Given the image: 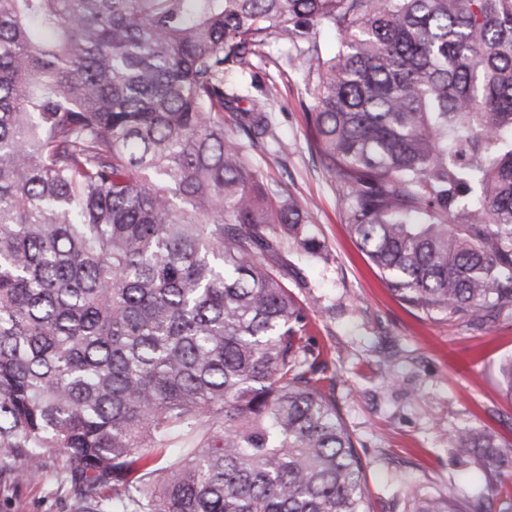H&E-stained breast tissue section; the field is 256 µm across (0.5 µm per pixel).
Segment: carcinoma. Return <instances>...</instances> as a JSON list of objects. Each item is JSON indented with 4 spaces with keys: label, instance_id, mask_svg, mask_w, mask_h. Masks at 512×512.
<instances>
[{
    "label": "carcinoma",
    "instance_id": "cac0c4a2",
    "mask_svg": "<svg viewBox=\"0 0 512 512\" xmlns=\"http://www.w3.org/2000/svg\"><path fill=\"white\" fill-rule=\"evenodd\" d=\"M276 43L314 69L311 147L389 290L512 310V0H0V475L63 458L70 512L112 485L115 512H370L263 261L308 222L245 149L269 111L224 130L225 78Z\"/></svg>",
    "mask_w": 512,
    "mask_h": 512
}]
</instances>
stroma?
I'll list each match as a JSON object with an SVG mask.
<instances>
[{
	"mask_svg": "<svg viewBox=\"0 0 512 512\" xmlns=\"http://www.w3.org/2000/svg\"><path fill=\"white\" fill-rule=\"evenodd\" d=\"M308 68L284 47L266 49L231 78L239 109L266 101L272 124L249 154L265 181L288 189L309 216L300 234L275 227L271 266L308 313L310 350L324 365L327 393L362 460L371 512H411L409 491L483 498L512 512V464L481 466L450 434L473 430L512 448V400L501 367L512 360V311L448 319L394 297L351 238L337 207L342 183L310 148ZM317 244L308 254L304 240ZM69 492L53 479L0 480V512H68Z\"/></svg>",
	"mask_w": 512,
	"mask_h": 512,
	"instance_id": "1",
	"label": "stroma"
}]
</instances>
